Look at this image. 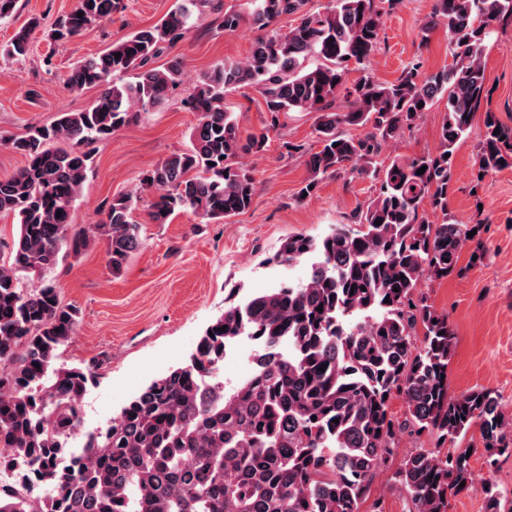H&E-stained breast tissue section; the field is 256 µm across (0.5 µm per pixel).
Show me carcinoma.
Here are the masks:
<instances>
[{
	"label": "carcinoma",
	"mask_w": 512,
	"mask_h": 512,
	"mask_svg": "<svg viewBox=\"0 0 512 512\" xmlns=\"http://www.w3.org/2000/svg\"><path fill=\"white\" fill-rule=\"evenodd\" d=\"M384 1L390 9L399 3L330 0L311 11L306 0H256L254 26L267 29L288 16L292 23L257 39L245 59L227 60L199 78L184 99L198 117L190 146L141 178L153 192L148 221L165 224L190 210L219 223L251 207L255 179L238 158L263 151L267 135L243 134L224 109L230 88H255L272 127L285 112L319 113L317 150L288 146L308 153L302 193H312L309 186L325 174L379 156L388 140L443 99L438 147L390 156L373 169L379 188L358 223L337 224L323 237H286L274 261L308 263L305 280L225 308L190 363L154 381L90 434L67 468L57 455L91 371L55 361L75 333L79 310L60 302L52 282L28 292L22 281L53 271L63 251L80 255L92 237L104 242L114 274L143 245L138 196L128 193L112 197L101 223L72 229L71 210L93 164L84 146L111 138L181 84L179 61L162 69L153 62L185 38L197 0H183L160 23L73 67L69 89H101L90 108L61 112L49 127L0 141L27 157L26 166L0 178V214L18 224L8 260L0 259V468L14 471L16 487L0 494V512H360L405 428L456 446L443 456L415 453L394 476L410 512H448L450 498L472 489L471 460L479 449L512 455V421L491 391L449 394L454 332L448 315L417 293L424 274L444 278L455 271L468 233L478 228L448 219V195L454 154L480 110L477 182L512 167V125L489 108L485 76L487 41L495 25L512 18V0H434L420 43L443 28L453 63L426 75L415 58L394 82L362 75L350 84L349 73L366 69L378 48ZM122 9L121 0H77L47 41L66 43ZM243 21L226 10L220 27L235 32ZM40 27L39 17H29L0 53L27 55ZM127 72L135 81L113 82ZM341 92L349 99L345 111L335 108ZM345 125L365 133L348 136ZM428 208L443 215L442 223L428 219ZM419 324L423 340L416 348ZM238 336H257L260 344L252 374L229 388L219 364ZM394 394L406 408L402 423L390 412ZM474 428L478 442L468 437Z\"/></svg>",
	"instance_id": "1"
}]
</instances>
